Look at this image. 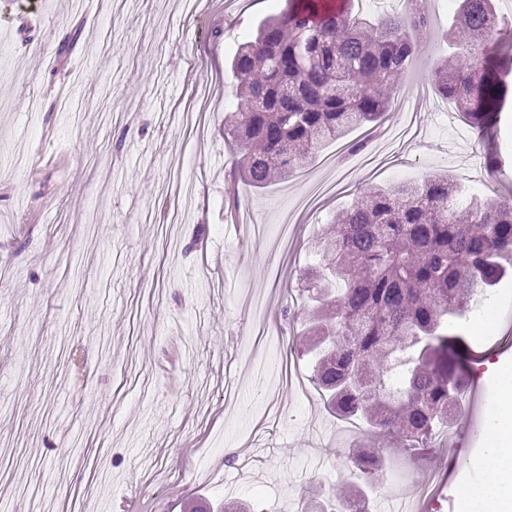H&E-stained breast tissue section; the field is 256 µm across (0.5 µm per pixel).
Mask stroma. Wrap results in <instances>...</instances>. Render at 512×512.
<instances>
[{"mask_svg":"<svg viewBox=\"0 0 512 512\" xmlns=\"http://www.w3.org/2000/svg\"><path fill=\"white\" fill-rule=\"evenodd\" d=\"M435 27L401 75L393 101L429 83L455 0H431ZM286 0H0V512H184L189 501L257 503L303 512L310 486L342 490L349 455L396 451L377 497L412 512H453L459 483L486 447L497 398L488 366L512 367V275L450 327L465 343L471 397L447 433L418 455L396 437L360 430L324 405L303 335L302 270L333 216L377 186L447 169L472 193H512V95L496 127L457 134L459 114L431 93L417 133L385 168L340 183L357 156L330 144L287 183L253 193L234 183L239 149L224 144L238 98L228 63ZM23 15L29 27L10 23ZM210 89L208 104L195 91ZM503 159L497 188L465 178ZM321 181L284 259L267 240L238 236L236 208L276 236ZM197 249L186 245L198 228ZM294 321L271 348L248 302ZM496 314L500 336L474 334ZM183 356L178 388L156 366L171 339ZM236 459L222 466L225 450ZM433 482L430 497L413 496Z\"/></svg>","mask_w":512,"mask_h":512,"instance_id":"1","label":"stroma"}]
</instances>
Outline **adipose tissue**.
Returning <instances> with one entry per match:
<instances>
[{
    "instance_id": "1",
    "label": "adipose tissue",
    "mask_w": 512,
    "mask_h": 512,
    "mask_svg": "<svg viewBox=\"0 0 512 512\" xmlns=\"http://www.w3.org/2000/svg\"><path fill=\"white\" fill-rule=\"evenodd\" d=\"M490 370L498 380V404L489 412L486 450L473 462L484 480L458 485L456 512H512V368L498 363Z\"/></svg>"
}]
</instances>
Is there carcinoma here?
<instances>
[{"mask_svg": "<svg viewBox=\"0 0 512 512\" xmlns=\"http://www.w3.org/2000/svg\"><path fill=\"white\" fill-rule=\"evenodd\" d=\"M433 28L427 0L369 19L334 0H287L262 19L231 63L240 103L224 124L244 150L239 176L255 188L285 181L329 142L386 114L396 82ZM512 47V23L494 0H460L452 48L432 74L438 93L472 124L496 123L508 87L477 41ZM304 275L314 302L305 335L327 408L399 439L407 454L431 447L435 428L461 410L462 349L448 326L474 296L507 275L512 202L473 199L448 176L375 188L336 214ZM356 463L363 485L309 497L307 512H347L373 499L383 478Z\"/></svg>", "mask_w": 512, "mask_h": 512, "instance_id": "cac0c4a2", "label": "carcinoma"}]
</instances>
